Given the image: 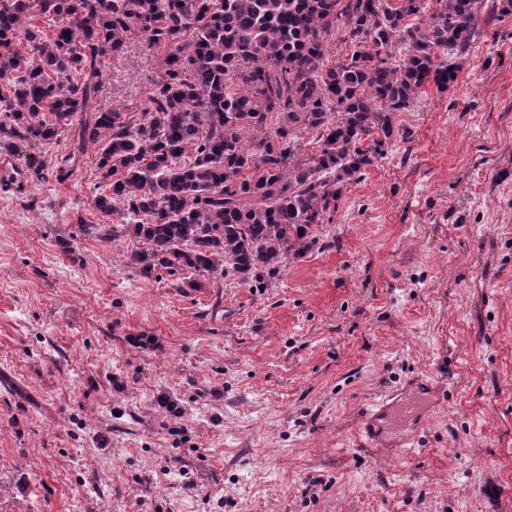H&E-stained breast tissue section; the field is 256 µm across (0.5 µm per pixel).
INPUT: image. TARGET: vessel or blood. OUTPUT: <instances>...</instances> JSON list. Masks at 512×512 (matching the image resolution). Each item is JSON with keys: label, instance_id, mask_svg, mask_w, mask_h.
I'll list each match as a JSON object with an SVG mask.
<instances>
[{"label": "vessel or blood", "instance_id": "vessel-or-blood-1", "mask_svg": "<svg viewBox=\"0 0 512 512\" xmlns=\"http://www.w3.org/2000/svg\"><path fill=\"white\" fill-rule=\"evenodd\" d=\"M29 171L14 155L0 154V193L20 196L29 191ZM440 387L431 377H419L401 389L402 400H394L392 393H385L366 409L360 423V433L365 444L380 446L387 433L402 427L411 417L417 399L438 393Z\"/></svg>", "mask_w": 512, "mask_h": 512}]
</instances>
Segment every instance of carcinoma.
Listing matches in <instances>:
<instances>
[{"mask_svg": "<svg viewBox=\"0 0 512 512\" xmlns=\"http://www.w3.org/2000/svg\"><path fill=\"white\" fill-rule=\"evenodd\" d=\"M0 0V150L49 145L79 123L108 192L95 206L136 239L150 277L234 275L266 284L315 243L396 137L393 117L425 85L456 79L479 34L480 0ZM42 17L45 26L34 24ZM353 47L331 66L332 31ZM170 45L146 108L88 111L102 63L131 33ZM397 48L401 63L381 57ZM306 138L315 153L300 156Z\"/></svg>", "mask_w": 512, "mask_h": 512, "instance_id": "obj_1", "label": "carcinoma"}]
</instances>
